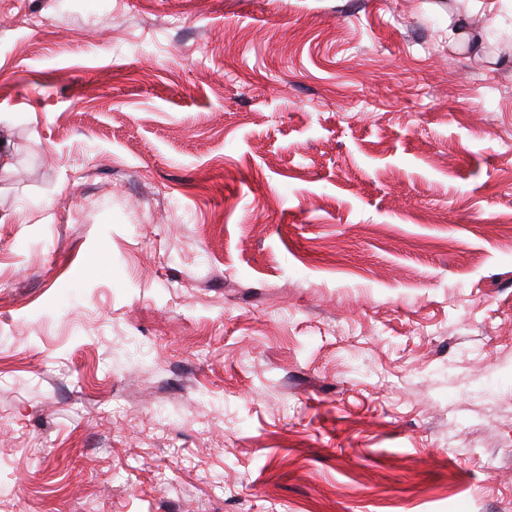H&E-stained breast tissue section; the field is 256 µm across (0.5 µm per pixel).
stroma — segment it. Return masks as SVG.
I'll list each match as a JSON object with an SVG mask.
<instances>
[{
	"mask_svg": "<svg viewBox=\"0 0 512 512\" xmlns=\"http://www.w3.org/2000/svg\"><path fill=\"white\" fill-rule=\"evenodd\" d=\"M0 0V512H512V0Z\"/></svg>",
	"mask_w": 512,
	"mask_h": 512,
	"instance_id": "stroma-1",
	"label": "stroma"
}]
</instances>
